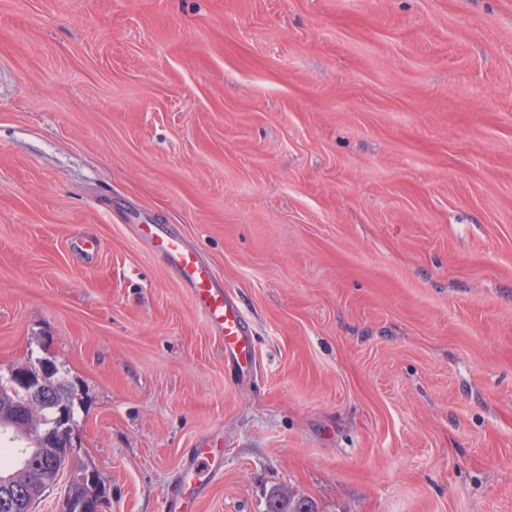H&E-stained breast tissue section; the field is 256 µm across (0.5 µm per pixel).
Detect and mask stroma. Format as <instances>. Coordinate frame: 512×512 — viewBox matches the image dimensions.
<instances>
[{
  "mask_svg": "<svg viewBox=\"0 0 512 512\" xmlns=\"http://www.w3.org/2000/svg\"><path fill=\"white\" fill-rule=\"evenodd\" d=\"M134 224L177 226L249 380ZM96 241L93 261L75 251ZM105 512H512V0H0V369ZM34 365L21 363L14 367L12 376V367L7 375L0 374V409L1 402L6 407L9 403H21L25 399L21 408L11 409L13 433L29 428L31 422L40 417L44 404L51 400L56 391L53 365L44 360ZM12 377L18 386L25 389L26 398L22 390L14 388ZM195 446L187 467L176 479V489L165 503L166 512H192L193 494L220 468V448H211L204 440ZM266 512H317L313 503L296 497L289 489H273L267 500Z\"/></svg>",
  "mask_w": 512,
  "mask_h": 512,
  "instance_id": "obj_1",
  "label": "stroma"
}]
</instances>
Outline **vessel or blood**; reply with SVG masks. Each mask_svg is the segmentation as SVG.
<instances>
[{
	"instance_id": "1",
	"label": "vessel or blood",
	"mask_w": 512,
	"mask_h": 512,
	"mask_svg": "<svg viewBox=\"0 0 512 512\" xmlns=\"http://www.w3.org/2000/svg\"><path fill=\"white\" fill-rule=\"evenodd\" d=\"M131 231L158 254L193 296L197 309L224 341V353L240 377H247L253 366L252 331L240 307L224 292L216 271L189 248L168 226L135 224ZM220 468L218 449L198 442L177 487L165 503V512H191L192 497Z\"/></svg>"
}]
</instances>
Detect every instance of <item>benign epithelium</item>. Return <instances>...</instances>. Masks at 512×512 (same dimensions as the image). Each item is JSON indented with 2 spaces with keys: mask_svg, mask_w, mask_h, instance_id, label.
Wrapping results in <instances>:
<instances>
[{
  "mask_svg": "<svg viewBox=\"0 0 512 512\" xmlns=\"http://www.w3.org/2000/svg\"><path fill=\"white\" fill-rule=\"evenodd\" d=\"M12 377L18 386L25 389L26 398L21 408L11 409L10 422L14 429L24 430L40 417L44 404L56 391L54 369L44 360L33 365L21 363L14 367ZM77 432L78 425L72 419L69 406L59 404L54 426L44 433L43 439L60 449L63 464L57 473L44 479V488L56 486L65 474L69 486L83 488L85 493L65 495L63 512H104L108 503L106 488L99 482L97 471L78 457Z\"/></svg>",
  "mask_w": 512,
  "mask_h": 512,
  "instance_id": "1",
  "label": "benign epithelium"
}]
</instances>
